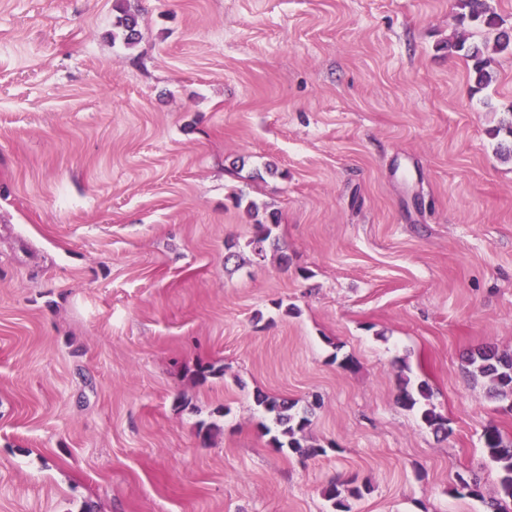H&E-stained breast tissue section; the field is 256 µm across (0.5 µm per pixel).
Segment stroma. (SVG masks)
I'll return each mask as SVG.
<instances>
[{"label":"stroma","instance_id":"35a3bbf8","mask_svg":"<svg viewBox=\"0 0 512 512\" xmlns=\"http://www.w3.org/2000/svg\"><path fill=\"white\" fill-rule=\"evenodd\" d=\"M488 3L0 0V512H486L451 489L512 440L466 361L512 353V55L475 91L447 46L512 32ZM460 18L468 17L472 21H480L487 27H495L498 25V17L491 12L487 0H457ZM273 224H255V232L247 243L250 251L256 258L265 259L269 250L280 253L279 262L280 264H288V255L283 251V248L279 246L276 239L272 238V226H276V219L274 215L271 216ZM410 383L408 378L402 380L398 402L409 410L416 409L422 424L435 434H448V420L430 403L431 393L427 383L420 382L416 386ZM255 402L270 415L275 426L271 443L274 448L296 454L301 457H316L326 453L321 446L305 445L304 436L311 425L308 411L296 409V402L286 398L270 396L261 392L255 395ZM368 488L365 485H354V482L334 484L326 491L335 512H350L349 499H360Z\"/></svg>","mask_w":512,"mask_h":512}]
</instances>
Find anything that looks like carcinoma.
<instances>
[{"instance_id":"cac0c4a2","label":"carcinoma","mask_w":512,"mask_h":512,"mask_svg":"<svg viewBox=\"0 0 512 512\" xmlns=\"http://www.w3.org/2000/svg\"><path fill=\"white\" fill-rule=\"evenodd\" d=\"M460 18L480 21L488 27L498 25L497 15L490 11L487 0H457ZM123 28V39L127 46L138 43L141 33L138 30L137 15L124 11L120 19ZM449 48L463 53L469 63L471 80L478 89L488 87L493 81L492 63L494 56L502 53H512V33L502 31L498 34L493 46L487 44H466L460 42L451 44ZM252 254L257 258H265L270 250L279 253V262L288 263V255L283 253L276 239L272 238V225L258 223L255 232L247 243ZM467 361L473 367V374L485 378L489 384L490 397L496 401L508 402L512 412V354L500 353L492 347H483L468 355ZM431 393L427 383L420 382L413 386L410 379L402 380L398 402L409 410H417L420 420L434 433H448V419L438 413L430 403ZM255 402L270 415L275 426L272 436L273 447L280 451L288 450L301 457H316L326 454V449L320 446L304 444V436L311 425L308 411L296 409V402L286 398L270 396L261 392L256 393ZM483 445L489 458L497 463L501 471L498 498L488 502L491 512H509L505 504L512 501V443L504 441L497 425L490 424L483 434ZM367 487L352 482L334 484L326 491V497L331 502L334 512H350L349 500L363 497Z\"/></svg>"}]
</instances>
